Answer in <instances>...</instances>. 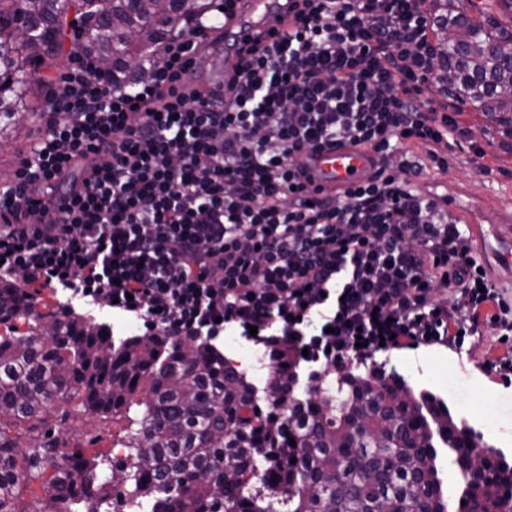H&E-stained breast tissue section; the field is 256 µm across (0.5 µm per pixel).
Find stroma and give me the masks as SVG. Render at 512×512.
Wrapping results in <instances>:
<instances>
[{
	"mask_svg": "<svg viewBox=\"0 0 512 512\" xmlns=\"http://www.w3.org/2000/svg\"><path fill=\"white\" fill-rule=\"evenodd\" d=\"M72 41H65L59 51L28 72L30 92L28 108L19 112L12 123L0 124V179L14 178L18 154L28 145L42 126L49 83L58 79L72 64ZM462 120L470 128L473 140L487 153L486 170L474 172L468 142L453 145L448 152V168H435L416 180L415 187L423 195L435 198L460 222L475 218L487 230L485 239L474 246V254L488 276L497 284L512 290V272L501 268L496 253L512 247V139L493 118L472 109H464ZM472 140V141H473ZM512 352V340L501 341L494 330H486L479 342H465L462 350L433 346L401 349L375 356L376 363L397 371L414 386L421 385V372L436 377L433 389L443 392L449 376L470 382L491 397L485 414L496 417L512 409V384L503 381L487 368L489 360ZM125 426L89 411L66 405L53 408L48 415V428L62 437L67 448H102L108 450L105 470H112L124 457V449L114 442Z\"/></svg>",
	"mask_w": 512,
	"mask_h": 512,
	"instance_id": "1",
	"label": "stroma"
}]
</instances>
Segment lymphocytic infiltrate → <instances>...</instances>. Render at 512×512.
I'll return each mask as SVG.
<instances>
[{"label": "lymphocytic infiltrate", "mask_w": 512, "mask_h": 512, "mask_svg": "<svg viewBox=\"0 0 512 512\" xmlns=\"http://www.w3.org/2000/svg\"><path fill=\"white\" fill-rule=\"evenodd\" d=\"M426 2L292 0L278 42L235 47L220 95L183 80L202 24L129 85L76 53L0 189V277L109 305L149 336L230 328L324 368L512 334V293L414 188L411 145L444 169L470 134L459 107L424 95L438 77ZM342 144L376 172L311 189L301 156Z\"/></svg>", "instance_id": "f902f5d3"}]
</instances>
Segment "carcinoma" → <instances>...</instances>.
Listing matches in <instances>:
<instances>
[{
  "mask_svg": "<svg viewBox=\"0 0 512 512\" xmlns=\"http://www.w3.org/2000/svg\"><path fill=\"white\" fill-rule=\"evenodd\" d=\"M80 49L112 59V82L141 77L161 44L202 8L175 0H99ZM18 4L30 36L11 40L0 66V122L25 108L24 50L56 51L60 22L79 0H0ZM440 64L458 104L512 123V0H484L480 20L463 0H432ZM28 325L19 331L16 323ZM0 512H84L108 503L114 486L99 448L67 452L46 430L48 409L76 404L118 416L147 407L116 445L137 512H448L438 469L448 452L461 478L456 512H503L512 504V460L476 459L461 420L433 391L381 365L303 373L293 347L268 349L271 379L258 399L246 373L199 337L119 340L66 306L40 312L31 295L0 280ZM32 445H21L18 430ZM295 443H290L289 439ZM39 483L45 497L21 500ZM276 488L288 490L285 495Z\"/></svg>",
  "mask_w": 512,
  "mask_h": 512,
  "instance_id": "cac0c4a2",
  "label": "carcinoma"
}]
</instances>
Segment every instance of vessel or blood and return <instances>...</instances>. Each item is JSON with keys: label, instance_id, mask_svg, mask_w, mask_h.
Masks as SVG:
<instances>
[{"label": "vessel or blood", "instance_id": "obj_1", "mask_svg": "<svg viewBox=\"0 0 512 512\" xmlns=\"http://www.w3.org/2000/svg\"><path fill=\"white\" fill-rule=\"evenodd\" d=\"M288 0H236L233 13L224 19V37L233 44L266 30L268 20L287 15ZM303 164L324 191L351 188L375 170L373 155L351 146H338L305 156Z\"/></svg>", "mask_w": 512, "mask_h": 512}]
</instances>
